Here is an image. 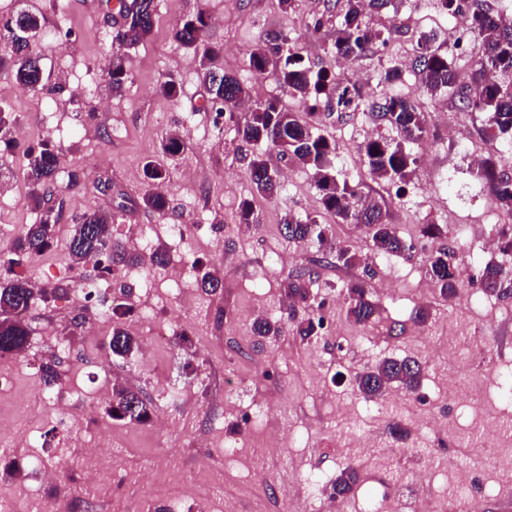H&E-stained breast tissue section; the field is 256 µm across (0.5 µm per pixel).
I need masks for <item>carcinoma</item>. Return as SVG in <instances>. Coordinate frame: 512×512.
Segmentation results:
<instances>
[{
    "instance_id": "obj_1",
    "label": "carcinoma",
    "mask_w": 512,
    "mask_h": 512,
    "mask_svg": "<svg viewBox=\"0 0 512 512\" xmlns=\"http://www.w3.org/2000/svg\"><path fill=\"white\" fill-rule=\"evenodd\" d=\"M393 4V0H342V19L336 27L333 43L336 57L356 60L367 52L386 47L384 33L369 27L368 15L379 13ZM441 8L449 13H467L468 30L483 45L480 58L473 62V74L468 84L457 83L454 63L448 53L437 45L436 35L419 36L413 72L420 88L430 94L442 89L452 92L458 108L463 112L485 115V136L492 140L499 135H512V24L503 22L500 12L490 0H440ZM156 13L155 0H122L123 23L114 40L106 70L107 89L113 95L122 94L132 75L128 54L145 44L153 32ZM209 17L202 11L185 20L174 32V39L199 56L203 82L208 86L211 105L224 111L225 121L233 123L237 135L246 145L266 144L288 158L293 165L312 171L320 191L322 208L333 214L342 224H365L370 231L371 249L380 255H408L414 245L400 236L395 226L387 222V210L375 198L360 194L358 185L346 178H337L333 158L336 141L321 132L322 118L339 117L358 111L367 99L360 87L327 69L313 71L305 58L293 50L286 34H266L251 51L250 67L259 75H270L290 97L305 104L306 113L288 108L279 97L258 101L244 117L238 116L239 106L251 99L250 89L237 78L224 73L215 65L222 48L206 41ZM43 27L40 16L21 12L13 17V26L0 35V40L15 42L12 50L0 51V74L10 78L11 84L29 92L45 87L39 80L37 64L40 55L33 44V35ZM370 115L379 124L395 133V137L376 135L362 146L364 165L376 178H387L404 184L413 172L417 156L411 145L425 138L427 133L423 113L407 97L391 96L370 99ZM17 117L9 109L0 107V146L12 142V129ZM23 178L28 198L38 211L34 223L26 224L18 236L0 247V358H13L25 352L29 344L30 329L27 313L32 304L40 300L49 303L67 294V288H37L16 271L17 257L22 254H41L52 243L61 210L45 205L47 193L55 183L59 170V153L48 138L24 151ZM246 172L258 194L273 198L280 194V175L271 169L260 153L244 155ZM480 177L487 180L501 205L512 211V174L494 159H488L479 168ZM146 209L163 214L168 209L164 193L150 191L142 198ZM115 215L99 210H87L73 220L72 233L66 259L72 268H81L93 256L102 259L95 266L99 279L120 270L130 262L122 241L112 238ZM285 237L292 240L317 239L325 241L324 226L316 218H298L288 214L282 224ZM336 264L356 266L361 258L349 246L338 245L330 249ZM431 282L440 294L451 299L458 287L455 256L442 248L430 253L426 259ZM481 287L499 294L512 285V263L489 262L479 273ZM285 297L290 304L315 307L317 296L310 294L306 273L288 277L284 285ZM346 314L358 324L373 323L378 319V306L367 298L361 282L346 286ZM253 334L259 339L280 335L277 324L257 320ZM112 354L128 357L138 349L137 338L124 328L116 326L109 341ZM423 374L422 364L415 358H388L358 374L355 386L365 399H377L391 385H398L410 393L419 390ZM106 413L119 420L145 423L150 419V406L138 392L116 386ZM358 481L352 467L344 468L334 481V494L347 497Z\"/></svg>"
}]
</instances>
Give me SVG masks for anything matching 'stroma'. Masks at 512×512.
<instances>
[{"label": "stroma", "instance_id": "obj_1", "mask_svg": "<svg viewBox=\"0 0 512 512\" xmlns=\"http://www.w3.org/2000/svg\"><path fill=\"white\" fill-rule=\"evenodd\" d=\"M22 9L43 16L49 28L66 23L70 33L36 42L51 75L44 89L19 92L6 101L18 117L20 144L52 137L65 160L55 189L65 217L52 247L23 259L19 271L40 287L67 285L68 293L28 314V352L9 366L12 384L0 394V403L24 409L14 423L20 439L29 428L44 432L57 419L75 415L102 386L120 384L151 399L154 412L166 413L168 427L159 431L150 423L124 424L98 412L73 437L60 436L40 447L45 463L64 468L56 481L41 479L28 468L25 447H9L0 459V499L16 500L22 508L30 499L72 497L81 484L85 445L107 435L123 467L154 472L156 479L120 488L109 470H101L93 488L101 512H126L131 502L147 498L178 504L180 512H197V502L169 476L195 460L216 475L209 488L212 500L226 512H255L252 449L285 425L298 429L306 443L267 455L266 474L300 476L314 466L333 478L348 466L358 471L357 488L336 503L334 512H362L366 491L387 483L395 484L397 495L377 502L378 512H400L403 496L434 502L448 489L450 462L467 465L479 478L476 490L484 512H502L503 503H512V481L484 465L487 457L507 455V448L493 436L482 446L472 444L476 432L512 419V401L502 397L512 389V297L486 294L471 278L460 280L454 298H442L429 286L421 256L373 255L362 226L337 223L322 209L310 171L285 166L276 150L263 144L257 150L280 172L283 188L274 198L253 193L233 125L216 124L199 60L173 37L183 20L205 12L208 38L223 48L221 66L250 87L256 101L281 93L272 77L257 76L249 65L260 37L275 33L288 35L313 69L338 71L376 97L395 94L416 101L427 135L415 147L419 161L404 186L367 173L361 147L376 125L360 111L322 125L336 142V170L358 183L363 195L384 201L389 222L401 236L418 241L423 253L445 243L478 268L499 259L498 250L486 249L484 241L512 225V213L470 159H512V139L486 142L484 115L459 111L447 92L422 93L411 68L420 33L435 30L442 50L451 52L461 17L443 13L437 0H399L396 8L370 18L373 27L392 33L384 53L342 65L331 52L340 14L326 0H297L289 11L281 10L278 0H157L153 34L131 54L132 82L122 95L113 96L103 68L118 23L106 0H0V21ZM391 67L401 70V80L382 82ZM169 76L181 86L175 100L159 91L160 81ZM169 133L180 135L186 148L168 163L162 190L169 209L160 216L143 207L142 197L151 188L143 167L161 160L162 139ZM23 163L18 151L0 161L6 182L0 188V239L6 241L36 218L27 202ZM72 177L77 180L73 186L68 183ZM245 200L252 204L255 225L237 221ZM90 208L118 213L112 235L124 242L141 226L153 225L152 246L166 253L164 265H152L145 252L117 277L96 282L99 302L121 299L130 313L117 322L139 341L163 325L187 333L188 342L173 340L152 353L138 351L124 359L109 355L107 344L117 322L98 320L95 311L84 309L86 281L64 259L73 217ZM289 212L315 217L327 225L332 241L372 262L374 274L365 280L380 308L378 321L364 328L347 317L342 293L348 282L362 277L361 267L328 261L327 248L317 240H288L281 223ZM172 224L184 225L182 238H171ZM427 224L446 228V238L424 235ZM207 270L222 281L212 296L199 288ZM303 270L314 275L312 291L325 298L335 335L306 341L293 330L294 320L307 318L309 311L289 312L283 282ZM147 288L154 310L140 321L132 311ZM420 309L428 313L423 324L415 320ZM80 313L86 319L78 326L73 318ZM258 315L284 327L281 336L261 347L251 332ZM406 356L424 366L419 393L429 396V405H420L418 394L408 392L395 403L361 398L354 386L357 373L383 359ZM51 357L61 374L59 387L52 390L43 385L39 370ZM209 394L222 400L217 412L184 409V402ZM254 401L280 407L281 413L261 424L248 421L245 413ZM433 411L448 420L446 432L428 428ZM216 430L236 440L234 458H225L219 448L196 447L198 432ZM361 431L378 435L379 448L363 453L350 447L351 434Z\"/></svg>", "mask_w": 512, "mask_h": 512}]
</instances>
